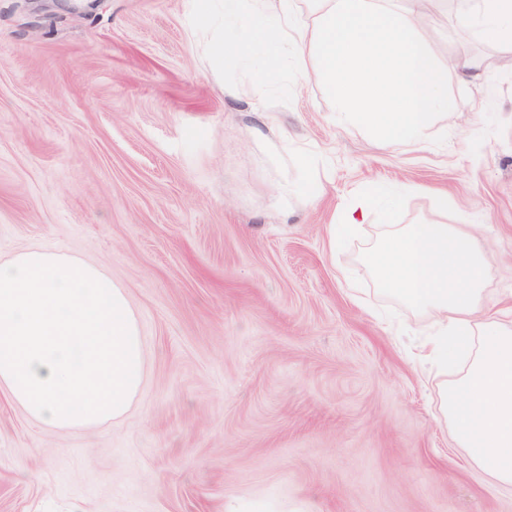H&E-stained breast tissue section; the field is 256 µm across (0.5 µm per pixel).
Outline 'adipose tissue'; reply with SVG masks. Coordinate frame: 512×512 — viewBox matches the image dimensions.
Returning <instances> with one entry per match:
<instances>
[{"label": "adipose tissue", "instance_id": "ef3b65f1", "mask_svg": "<svg viewBox=\"0 0 512 512\" xmlns=\"http://www.w3.org/2000/svg\"><path fill=\"white\" fill-rule=\"evenodd\" d=\"M459 27L502 45L501 62L512 68V0H475ZM396 203L383 188H369L348 205L344 222L392 214ZM363 259L382 289L431 316L421 360L444 371L466 357L462 374L440 394L452 438L492 479L512 484V308L486 300L485 258L472 235L455 224H385Z\"/></svg>", "mask_w": 512, "mask_h": 512}]
</instances>
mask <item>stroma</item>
<instances>
[{
	"instance_id": "35a3bbf8",
	"label": "stroma",
	"mask_w": 512,
	"mask_h": 512,
	"mask_svg": "<svg viewBox=\"0 0 512 512\" xmlns=\"http://www.w3.org/2000/svg\"><path fill=\"white\" fill-rule=\"evenodd\" d=\"M467 7L417 17L453 118L387 148L318 77L288 104L227 86L192 0H0V257L102 268L145 349L117 421L47 429L0 390V512H512L440 410L457 365L414 359L431 321L361 260L382 216L328 237L384 184L395 223L471 225L489 299L512 306V68L456 38Z\"/></svg>"
}]
</instances>
